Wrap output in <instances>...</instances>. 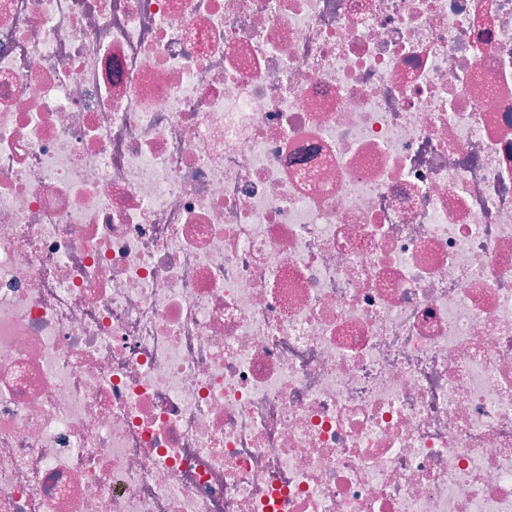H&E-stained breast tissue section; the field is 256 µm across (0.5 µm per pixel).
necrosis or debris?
<instances>
[{"label": "necrosis or debris", "instance_id": "1", "mask_svg": "<svg viewBox=\"0 0 512 512\" xmlns=\"http://www.w3.org/2000/svg\"><path fill=\"white\" fill-rule=\"evenodd\" d=\"M0 512H512V0H0Z\"/></svg>", "mask_w": 512, "mask_h": 512}]
</instances>
